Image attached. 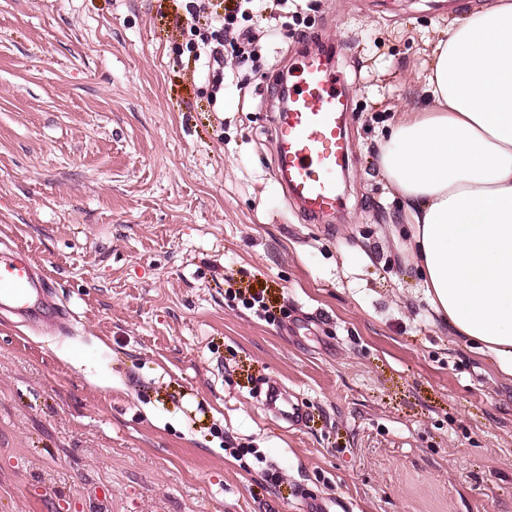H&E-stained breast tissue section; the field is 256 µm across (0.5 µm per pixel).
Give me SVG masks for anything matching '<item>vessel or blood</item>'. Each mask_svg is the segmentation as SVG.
Returning a JSON list of instances; mask_svg holds the SVG:
<instances>
[{
    "label": "vessel or blood",
    "mask_w": 512,
    "mask_h": 512,
    "mask_svg": "<svg viewBox=\"0 0 512 512\" xmlns=\"http://www.w3.org/2000/svg\"><path fill=\"white\" fill-rule=\"evenodd\" d=\"M333 50L323 47L304 55L289 69L288 98L274 120L275 165L286 198L308 216L334 214L341 205L339 178L349 159L343 117L351 110L344 75L332 63ZM49 281L21 248L0 250V307L10 308L41 325L65 324L68 314L42 303Z\"/></svg>",
    "instance_id": "obj_1"
}]
</instances>
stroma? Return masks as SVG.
Wrapping results in <instances>:
<instances>
[{
	"instance_id": "35a3bbf8",
	"label": "stroma",
	"mask_w": 512,
	"mask_h": 512,
	"mask_svg": "<svg viewBox=\"0 0 512 512\" xmlns=\"http://www.w3.org/2000/svg\"><path fill=\"white\" fill-rule=\"evenodd\" d=\"M484 2L290 0L219 79L190 0H0V239L71 314L0 312V512H512V376L434 323L378 165ZM325 44L353 110L320 223L277 181L273 118ZM265 405L269 410L275 412L288 422H297L301 417L300 410L293 404L289 403L287 399L280 397L274 389L269 393V397L266 399Z\"/></svg>"
}]
</instances>
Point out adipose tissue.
Segmentation results:
<instances>
[{"label":"adipose tissue","instance_id":"ef3b65f1","mask_svg":"<svg viewBox=\"0 0 512 512\" xmlns=\"http://www.w3.org/2000/svg\"><path fill=\"white\" fill-rule=\"evenodd\" d=\"M425 92L428 108L403 114L379 164L436 318L512 376V0L449 27Z\"/></svg>","mask_w":512,"mask_h":512}]
</instances>
